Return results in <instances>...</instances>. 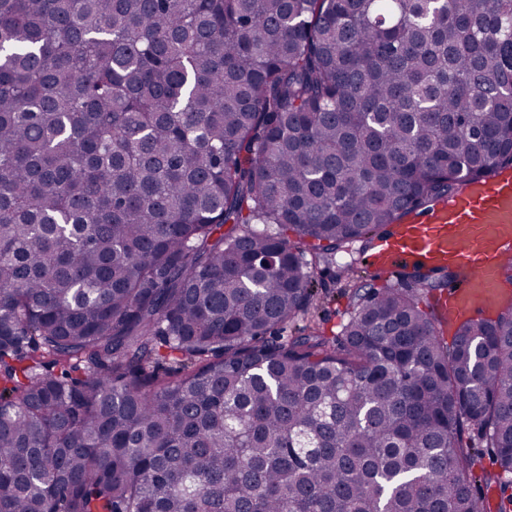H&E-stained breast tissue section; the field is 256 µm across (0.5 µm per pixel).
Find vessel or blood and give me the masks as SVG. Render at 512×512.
Returning a JSON list of instances; mask_svg holds the SVG:
<instances>
[{"instance_id": "1", "label": "vessel or blood", "mask_w": 512, "mask_h": 512, "mask_svg": "<svg viewBox=\"0 0 512 512\" xmlns=\"http://www.w3.org/2000/svg\"><path fill=\"white\" fill-rule=\"evenodd\" d=\"M510 257L512 168H507L465 184L419 220L394 225L381 239L374 261L386 270L400 261L454 265L459 276L445 302L453 321L502 299L499 270Z\"/></svg>"}]
</instances>
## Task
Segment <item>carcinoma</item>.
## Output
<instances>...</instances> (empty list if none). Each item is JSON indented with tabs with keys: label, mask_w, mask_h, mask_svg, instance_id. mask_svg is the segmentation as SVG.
Wrapping results in <instances>:
<instances>
[{
	"label": "carcinoma",
	"mask_w": 512,
	"mask_h": 512,
	"mask_svg": "<svg viewBox=\"0 0 512 512\" xmlns=\"http://www.w3.org/2000/svg\"><path fill=\"white\" fill-rule=\"evenodd\" d=\"M505 166L512 0H0V512H482L512 302L295 319ZM336 268L319 267L315 269V278L319 287L320 303L314 313L317 323L327 336H333L348 318L349 299L342 284L336 285Z\"/></svg>",
	"instance_id": "carcinoma-1"
}]
</instances>
